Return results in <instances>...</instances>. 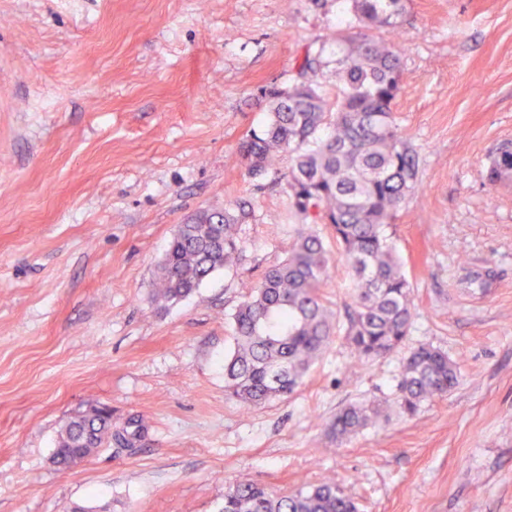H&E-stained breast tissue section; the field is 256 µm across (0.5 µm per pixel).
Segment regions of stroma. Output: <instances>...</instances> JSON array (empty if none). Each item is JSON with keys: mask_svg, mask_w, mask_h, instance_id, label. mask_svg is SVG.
Listing matches in <instances>:
<instances>
[{"mask_svg": "<svg viewBox=\"0 0 512 512\" xmlns=\"http://www.w3.org/2000/svg\"><path fill=\"white\" fill-rule=\"evenodd\" d=\"M345 6L0 0V512H221L246 480L333 481L359 512H512V178L488 181L512 143V0H404L392 37L420 169L386 229L412 284L404 342L360 361L337 335L291 396L224 393L231 315L299 224L239 146ZM241 202L242 265L157 308L177 225ZM422 344L459 383L411 416L397 385ZM372 401L381 418L331 444L336 413ZM100 407L144 438L54 466L62 426Z\"/></svg>", "mask_w": 512, "mask_h": 512, "instance_id": "35a3bbf8", "label": "stroma"}]
</instances>
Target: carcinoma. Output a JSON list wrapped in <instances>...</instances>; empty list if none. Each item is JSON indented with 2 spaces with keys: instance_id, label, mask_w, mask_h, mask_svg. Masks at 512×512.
Instances as JSON below:
<instances>
[{
  "instance_id": "obj_1",
  "label": "carcinoma",
  "mask_w": 512,
  "mask_h": 512,
  "mask_svg": "<svg viewBox=\"0 0 512 512\" xmlns=\"http://www.w3.org/2000/svg\"><path fill=\"white\" fill-rule=\"evenodd\" d=\"M402 11V0H349L336 32L304 49L293 83L268 90L274 106L266 129L241 143L254 177L278 174L276 158L291 156L288 207L302 221L287 257L264 272L232 314L235 348L224 358L225 391L244 405L293 394L334 335L335 316L320 288L335 259L316 224L331 226L353 275L355 305L346 306V336L358 359L391 352L411 330L410 283L385 228L415 189L419 165L393 116L402 82L400 51L375 35L396 28ZM330 46L336 47L332 102L324 90ZM511 175L512 146L506 144L497 149L488 180L494 184ZM247 216L242 207L199 209L178 225L154 300L178 303L215 272L238 267L240 225ZM457 383L458 368L448 354L420 346L403 366L400 408L413 415L424 401L448 394ZM380 415L378 403L349 404L336 413L330 437L346 440ZM145 432L140 417L114 431L112 414L97 408L64 427L52 462L67 468L77 455L87 458L110 442L132 448ZM222 512H356V505L330 481L280 497L257 483L237 482L224 489Z\"/></svg>"
}]
</instances>
